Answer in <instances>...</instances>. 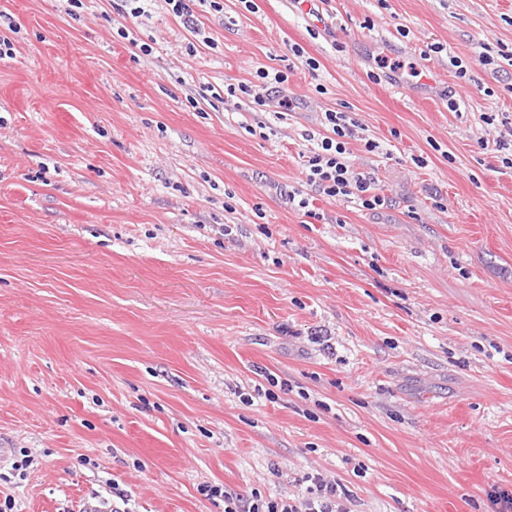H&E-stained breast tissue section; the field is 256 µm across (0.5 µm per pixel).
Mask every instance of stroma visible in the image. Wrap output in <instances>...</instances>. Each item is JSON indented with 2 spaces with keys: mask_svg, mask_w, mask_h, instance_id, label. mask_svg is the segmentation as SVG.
<instances>
[{
  "mask_svg": "<svg viewBox=\"0 0 512 512\" xmlns=\"http://www.w3.org/2000/svg\"><path fill=\"white\" fill-rule=\"evenodd\" d=\"M118 2L0 0L13 512H224L200 486L317 473L347 512H503L512 169L479 142L512 119V0H224L196 34L149 0L134 45ZM288 58L292 111L225 97ZM329 108L379 142L351 162L383 208L306 186Z\"/></svg>",
  "mask_w": 512,
  "mask_h": 512,
  "instance_id": "1",
  "label": "stroma"
}]
</instances>
